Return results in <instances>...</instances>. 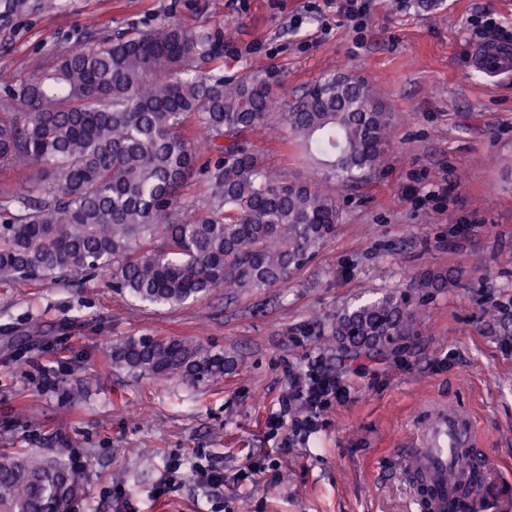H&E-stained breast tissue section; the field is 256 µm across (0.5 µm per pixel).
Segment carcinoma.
<instances>
[{"label": "carcinoma", "mask_w": 512, "mask_h": 512, "mask_svg": "<svg viewBox=\"0 0 512 512\" xmlns=\"http://www.w3.org/2000/svg\"><path fill=\"white\" fill-rule=\"evenodd\" d=\"M217 55L209 35L169 20L60 52L34 79L4 81L0 168L31 171L51 191L32 199L0 185V275L99 270L143 303L174 305L282 283L303 264L333 232L337 199L268 168L247 134L275 111L294 146L357 181L379 165L392 113L362 79L323 78L288 98L268 69L232 80L190 73ZM197 174L208 198L187 220L181 189ZM414 315L405 297L387 294L337 317L336 335L354 348L365 336L390 345ZM112 361L167 378L224 373L223 356L182 337L127 340ZM68 453L1 455L0 512H69L79 484Z\"/></svg>", "instance_id": "cac0c4a2"}]
</instances>
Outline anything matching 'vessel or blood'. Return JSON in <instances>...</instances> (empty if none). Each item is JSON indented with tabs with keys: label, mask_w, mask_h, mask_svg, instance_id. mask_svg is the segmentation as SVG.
I'll return each instance as SVG.
<instances>
[{
	"label": "vessel or blood",
	"mask_w": 512,
	"mask_h": 512,
	"mask_svg": "<svg viewBox=\"0 0 512 512\" xmlns=\"http://www.w3.org/2000/svg\"><path fill=\"white\" fill-rule=\"evenodd\" d=\"M472 65L489 77L511 74L512 45L481 44L472 55ZM474 446V421L468 414L441 404L426 407L407 453L427 487L426 493L412 497L416 512H450L457 498L458 462L470 455ZM495 501L489 484L484 483L471 489L464 508L466 512H480L481 507L494 505Z\"/></svg>",
	"instance_id": "obj_1"
}]
</instances>
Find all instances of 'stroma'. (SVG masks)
I'll use <instances>...</instances> for the list:
<instances>
[{
  "instance_id": "obj_1",
  "label": "stroma",
  "mask_w": 512,
  "mask_h": 512,
  "mask_svg": "<svg viewBox=\"0 0 512 512\" xmlns=\"http://www.w3.org/2000/svg\"><path fill=\"white\" fill-rule=\"evenodd\" d=\"M482 12L512 32V0H375L360 34L326 0H63L52 13H0V74L28 77L87 37L173 18L217 44L219 58L197 60L201 75L261 66L291 95L329 74L364 79L393 114L382 163L339 189L333 232L286 283L153 306L97 273L0 277V455L81 458L71 512H411L403 454L425 405L441 402L475 418L491 489L511 499L512 75L471 67ZM267 122L249 146L308 181L316 164L269 133L277 113ZM389 293L413 302L409 334L345 350L337 316ZM140 336L195 340L223 355L224 372L196 381L115 366L113 347ZM316 361L348 399L309 437L272 427L291 373ZM202 458L222 462L223 491L192 477Z\"/></svg>"
}]
</instances>
